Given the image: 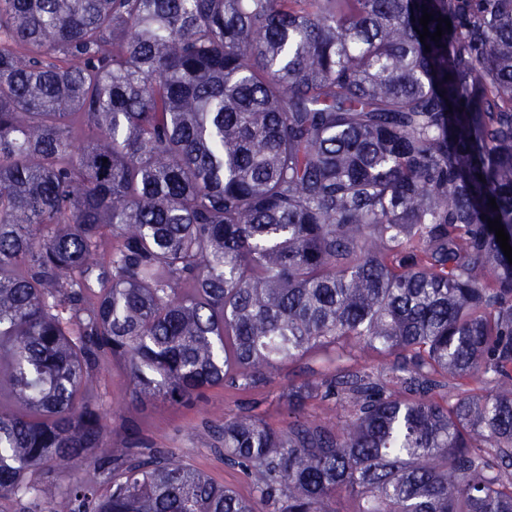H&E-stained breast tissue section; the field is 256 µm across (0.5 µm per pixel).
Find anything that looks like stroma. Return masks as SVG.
Returning <instances> with one entry per match:
<instances>
[{"mask_svg": "<svg viewBox=\"0 0 512 512\" xmlns=\"http://www.w3.org/2000/svg\"><path fill=\"white\" fill-rule=\"evenodd\" d=\"M327 369L320 353L287 360L272 371L265 384L246 390L227 384L211 390L207 402L189 407L135 401L128 373L119 365L105 363L98 373L105 441L116 448L131 449L136 456L165 449L217 483L249 498L254 486L251 473L225 464L222 443L202 439L201 431L223 425L225 419L245 408L252 409L273 429L287 430L289 387L304 374Z\"/></svg>", "mask_w": 512, "mask_h": 512, "instance_id": "35a3bbf8", "label": "stroma"}]
</instances>
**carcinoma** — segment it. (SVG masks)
<instances>
[{
	"instance_id": "cac0c4a2",
	"label": "carcinoma",
	"mask_w": 512,
	"mask_h": 512,
	"mask_svg": "<svg viewBox=\"0 0 512 512\" xmlns=\"http://www.w3.org/2000/svg\"><path fill=\"white\" fill-rule=\"evenodd\" d=\"M495 218L512 0H0V500L87 461L69 512H512ZM313 352L288 431L218 427L252 499L104 442V362L188 405ZM346 411L335 400H325L320 396L307 401L304 417L312 422L320 424L336 425L346 419Z\"/></svg>"
}]
</instances>
